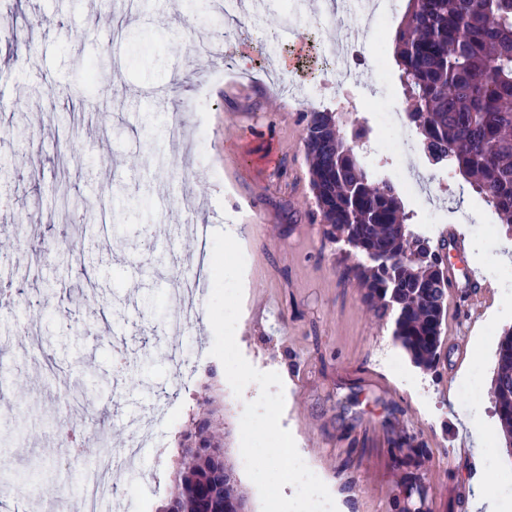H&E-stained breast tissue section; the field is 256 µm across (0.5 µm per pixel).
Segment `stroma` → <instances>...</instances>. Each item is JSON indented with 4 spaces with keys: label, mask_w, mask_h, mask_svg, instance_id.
Returning <instances> with one entry per match:
<instances>
[{
    "label": "stroma",
    "mask_w": 512,
    "mask_h": 512,
    "mask_svg": "<svg viewBox=\"0 0 512 512\" xmlns=\"http://www.w3.org/2000/svg\"><path fill=\"white\" fill-rule=\"evenodd\" d=\"M0 16V160L16 173L0 211V512H77L78 472L49 460L60 447L56 421L81 424L87 443L142 446L115 473L125 512H159L176 491L180 442L198 403L216 400L228 431L227 456L245 479L240 452L244 405L211 356L208 318L173 331L182 315L176 279L199 255L178 235L192 224L236 228L247 256L235 338L245 359L278 373L281 425L341 512H472L482 483L501 481L512 458L488 396L501 331L512 326V284L491 280L467 305L449 294L440 361L415 367L344 270L354 256L330 241L317 213L304 147L306 115L343 92L366 100L373 72L342 77L323 48L359 41L366 56L394 66L390 27L366 29L353 0H117L119 27H91L95 0H14ZM233 15L249 30L223 70L247 82L188 79V27ZM290 25L294 39L258 47ZM306 48L304 76L278 72L294 43ZM254 63L241 69L238 55ZM107 60L95 90L108 111L81 105L90 64ZM49 93L32 94V83ZM318 89L320 101L310 100ZM183 138L171 137V111ZM85 200L72 214L57 190ZM175 227L174 237L163 236ZM404 367L396 375L390 358ZM481 367V408L460 390ZM485 447H477V436ZM419 451L396 466L394 442ZM467 444L472 460L450 467Z\"/></svg>",
    "instance_id": "1"
}]
</instances>
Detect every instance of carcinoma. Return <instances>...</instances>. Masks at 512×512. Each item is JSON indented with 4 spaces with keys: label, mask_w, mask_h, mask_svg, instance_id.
<instances>
[{
    "label": "carcinoma",
    "mask_w": 512,
    "mask_h": 512,
    "mask_svg": "<svg viewBox=\"0 0 512 512\" xmlns=\"http://www.w3.org/2000/svg\"><path fill=\"white\" fill-rule=\"evenodd\" d=\"M407 117L434 165L464 177L512 238V0H408L392 34ZM304 146L329 237L348 248V268L375 315L410 361L433 369L446 309L444 259L405 210L388 175L366 166L356 142L367 129L341 112H309ZM491 380L502 451L512 458V327L500 334ZM184 434L180 490L162 512H232L241 500L226 460L217 410L205 399ZM106 445L84 449L87 473Z\"/></svg>",
    "instance_id": "obj_1"
}]
</instances>
